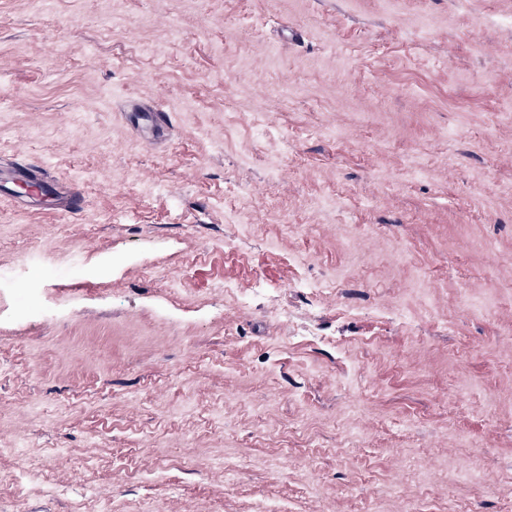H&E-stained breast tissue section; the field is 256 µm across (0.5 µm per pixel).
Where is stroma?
<instances>
[{"instance_id": "35a3bbf8", "label": "stroma", "mask_w": 512, "mask_h": 512, "mask_svg": "<svg viewBox=\"0 0 512 512\" xmlns=\"http://www.w3.org/2000/svg\"><path fill=\"white\" fill-rule=\"evenodd\" d=\"M19 165L0 512H512V0H0Z\"/></svg>"}]
</instances>
